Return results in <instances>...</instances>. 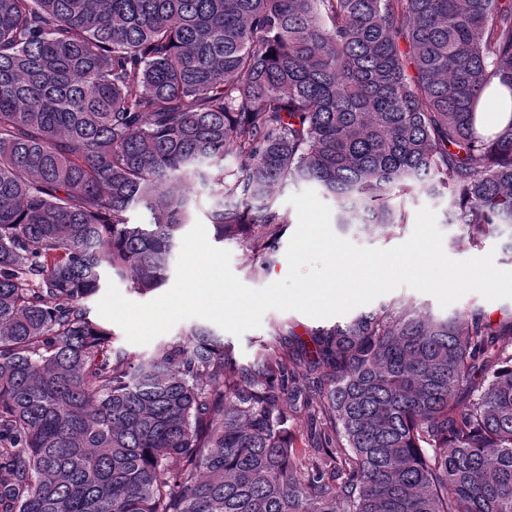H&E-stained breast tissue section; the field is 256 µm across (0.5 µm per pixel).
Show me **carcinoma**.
Listing matches in <instances>:
<instances>
[{
	"label": "carcinoma",
	"instance_id": "cac0c4a2",
	"mask_svg": "<svg viewBox=\"0 0 512 512\" xmlns=\"http://www.w3.org/2000/svg\"><path fill=\"white\" fill-rule=\"evenodd\" d=\"M495 81L512 0H0V512H512V316L396 301L239 363L196 326L115 350L85 305L166 281L200 188L257 276L300 184L344 233L449 188L512 251Z\"/></svg>",
	"mask_w": 512,
	"mask_h": 512
}]
</instances>
